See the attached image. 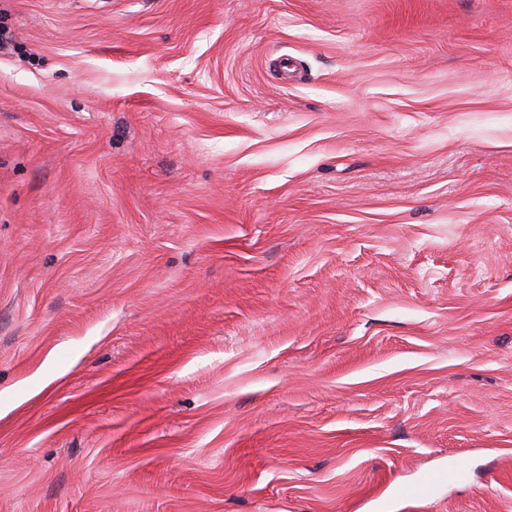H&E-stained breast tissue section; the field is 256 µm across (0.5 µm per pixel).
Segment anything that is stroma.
<instances>
[{"mask_svg":"<svg viewBox=\"0 0 512 512\" xmlns=\"http://www.w3.org/2000/svg\"><path fill=\"white\" fill-rule=\"evenodd\" d=\"M0 512H512V0H0Z\"/></svg>","mask_w":512,"mask_h":512,"instance_id":"obj_1","label":"stroma"}]
</instances>
